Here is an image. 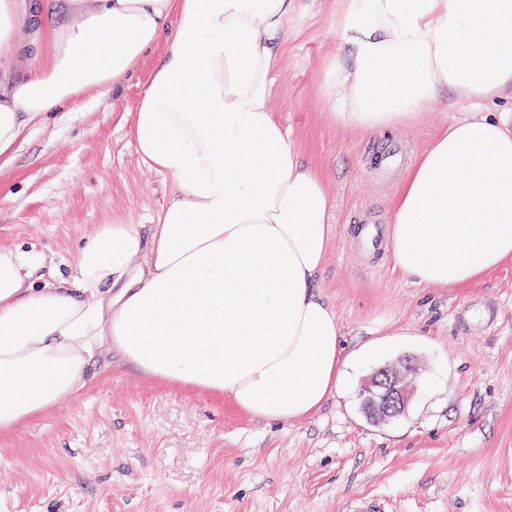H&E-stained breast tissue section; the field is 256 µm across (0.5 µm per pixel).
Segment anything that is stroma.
Listing matches in <instances>:
<instances>
[{"label":"stroma","mask_w":512,"mask_h":512,"mask_svg":"<svg viewBox=\"0 0 512 512\" xmlns=\"http://www.w3.org/2000/svg\"><path fill=\"white\" fill-rule=\"evenodd\" d=\"M346 2L296 0L272 105L331 185L320 286L345 349L383 323L406 333L383 360L415 364V399L380 424L354 382L312 417L271 423L97 362L74 398L0 436V512H349L364 496L384 512H512V265L466 286H421L359 246L358 219L391 222L398 184L370 175L382 137L337 126L322 91ZM161 54L26 131L0 172V248L60 261L100 225L151 223L171 182L136 154L129 119ZM460 114L445 96L387 136L415 158Z\"/></svg>","instance_id":"obj_1"}]
</instances>
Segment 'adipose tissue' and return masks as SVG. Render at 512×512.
<instances>
[{
	"label": "adipose tissue",
	"mask_w": 512,
	"mask_h": 512,
	"mask_svg": "<svg viewBox=\"0 0 512 512\" xmlns=\"http://www.w3.org/2000/svg\"><path fill=\"white\" fill-rule=\"evenodd\" d=\"M293 0H0V160L25 129L164 52L132 115L171 190L149 229L103 224L68 263L0 250V435L86 384L101 347L142 376L267 422L317 414L347 369L319 291L331 187L271 105ZM326 65L333 120L372 134L453 94L455 119L407 169L391 259L420 285L512 264V0H349Z\"/></svg>",
	"instance_id": "ef3b65f1"
}]
</instances>
